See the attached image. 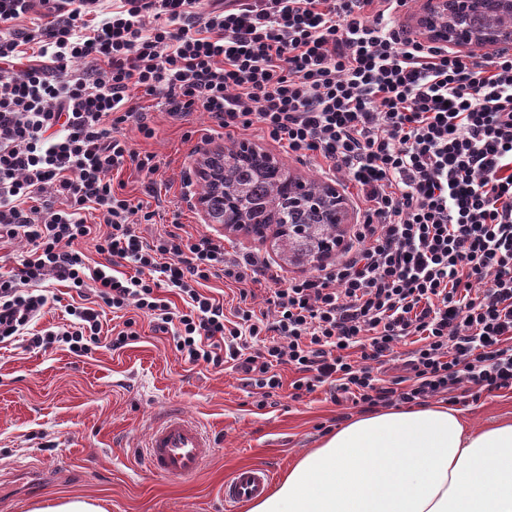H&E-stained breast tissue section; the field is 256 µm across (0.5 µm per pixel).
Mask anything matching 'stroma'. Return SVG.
<instances>
[{"instance_id": "35a3bbf8", "label": "stroma", "mask_w": 512, "mask_h": 512, "mask_svg": "<svg viewBox=\"0 0 512 512\" xmlns=\"http://www.w3.org/2000/svg\"><path fill=\"white\" fill-rule=\"evenodd\" d=\"M149 117L153 138L131 126L125 134L133 149L155 154V191L145 193L134 169L120 178L128 194L157 211L155 232L177 222L192 234L222 240L228 252L274 263L282 277L306 273V266L289 263L276 249L273 235L260 238L205 223L185 188V176L200 169L202 148L225 150L238 141L268 154L302 181L339 189L347 218L337 236L348 239L358 220L353 198L341 179H328L314 161L299 160L255 130L227 138L205 112L179 120L154 104ZM190 129L195 135L184 141ZM136 328L140 337L127 347H96L82 357L24 341L0 347V512H30L59 495L101 499L107 512H224V480L232 471L262 465L282 481L326 435L371 413L365 406L334 402L327 384L299 400L284 391L264 397L240 373L184 364L168 335L154 331L148 318L138 317ZM456 408L477 424L512 419V390ZM173 413L196 421L216 448L189 480L150 472L142 456L152 428Z\"/></svg>"}]
</instances>
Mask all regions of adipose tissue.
<instances>
[{
  "mask_svg": "<svg viewBox=\"0 0 512 512\" xmlns=\"http://www.w3.org/2000/svg\"><path fill=\"white\" fill-rule=\"evenodd\" d=\"M249 512H512V421L441 405L353 419Z\"/></svg>",
  "mask_w": 512,
  "mask_h": 512,
  "instance_id": "adipose-tissue-1",
  "label": "adipose tissue"
}]
</instances>
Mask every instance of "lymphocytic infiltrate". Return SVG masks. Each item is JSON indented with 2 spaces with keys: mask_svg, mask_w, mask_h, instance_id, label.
<instances>
[{
  "mask_svg": "<svg viewBox=\"0 0 512 512\" xmlns=\"http://www.w3.org/2000/svg\"><path fill=\"white\" fill-rule=\"evenodd\" d=\"M406 4L0 0V243L27 244L0 269V343L84 356L104 309L131 308L185 362L268 396L281 365L295 400L325 383L367 407L512 389V49L476 59L413 38L394 26ZM148 99L343 174L360 218L336 260L287 280L179 224L142 235L154 211L112 176L158 170L125 135L154 136ZM213 279L236 286L235 319L203 293ZM52 281L75 290L72 321L31 333Z\"/></svg>",
  "mask_w": 512,
  "mask_h": 512,
  "instance_id": "obj_1",
  "label": "lymphocytic infiltrate"
}]
</instances>
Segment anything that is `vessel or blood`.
Instances as JSON below:
<instances>
[{"mask_svg":"<svg viewBox=\"0 0 512 512\" xmlns=\"http://www.w3.org/2000/svg\"><path fill=\"white\" fill-rule=\"evenodd\" d=\"M215 448L205 432L187 417L174 414L156 424L147 441L144 457L155 474L188 478L195 475ZM273 477L262 467H239L224 482L225 512H237L245 502L264 497Z\"/></svg>","mask_w":512,"mask_h":512,"instance_id":"obj_1","label":"vessel or blood"}]
</instances>
